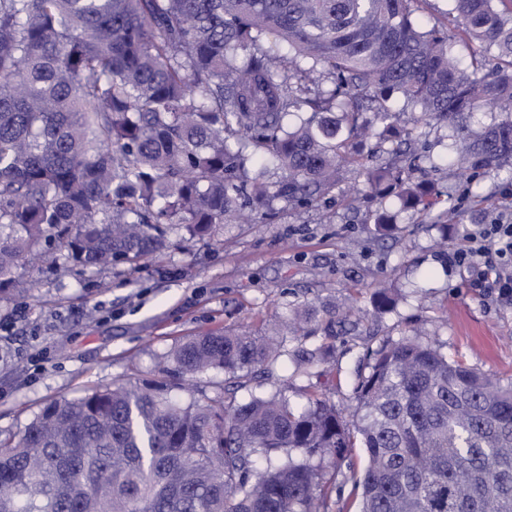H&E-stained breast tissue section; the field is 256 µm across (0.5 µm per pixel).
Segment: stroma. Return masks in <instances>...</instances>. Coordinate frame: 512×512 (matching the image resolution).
I'll return each mask as SVG.
<instances>
[{
	"label": "stroma",
	"mask_w": 512,
	"mask_h": 512,
	"mask_svg": "<svg viewBox=\"0 0 512 512\" xmlns=\"http://www.w3.org/2000/svg\"><path fill=\"white\" fill-rule=\"evenodd\" d=\"M477 190L488 203L458 198L465 222L449 224L444 249L435 227L406 212L398 213L393 235L376 239L373 225L339 191L307 209L280 205L265 224L226 225L220 245L200 241L182 250L185 231L173 227L165 254L133 269L85 270L62 260L31 269L27 295L0 299V438L21 431L46 401L156 375L166 354L189 337L228 328L268 332L289 306L315 305L331 294L371 310L373 284L388 278L400 292L396 309L337 337L330 363L296 380L289 357H281L238 399L273 393L291 380L294 405L316 392L352 414L364 342L396 340L412 328L439 338L449 359L511 382L512 301L474 286L465 268L448 261L465 225L512 207L508 174L486 177Z\"/></svg>",
	"instance_id": "obj_1"
}]
</instances>
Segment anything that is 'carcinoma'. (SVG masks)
<instances>
[{"mask_svg": "<svg viewBox=\"0 0 512 512\" xmlns=\"http://www.w3.org/2000/svg\"><path fill=\"white\" fill-rule=\"evenodd\" d=\"M421 2L0 0V294L27 292L49 258L136 265L175 225L205 239L270 221L276 201L309 208L347 171L363 179L350 206L378 234L395 202L448 238L452 196L428 178L423 132L452 131L469 195L512 176V0H448L452 35L417 20ZM398 301L372 289L378 313ZM360 321L335 300L289 309L295 337H323L293 374ZM283 355L226 329L178 344L139 385L43 403L0 440V512H351L339 475L358 512H512V382L414 333L365 345L349 418L313 393L299 409L286 387L237 399ZM211 369L224 371L211 394L172 396Z\"/></svg>", "mask_w": 512, "mask_h": 512, "instance_id": "obj_1", "label": "carcinoma"}]
</instances>
